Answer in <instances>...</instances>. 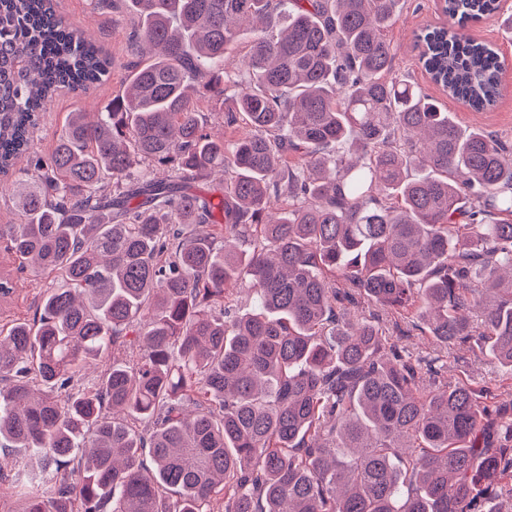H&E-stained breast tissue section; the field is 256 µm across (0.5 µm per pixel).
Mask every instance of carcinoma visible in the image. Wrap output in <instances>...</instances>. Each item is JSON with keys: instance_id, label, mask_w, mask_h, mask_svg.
Returning a JSON list of instances; mask_svg holds the SVG:
<instances>
[{"instance_id": "carcinoma-1", "label": "carcinoma", "mask_w": 512, "mask_h": 512, "mask_svg": "<svg viewBox=\"0 0 512 512\" xmlns=\"http://www.w3.org/2000/svg\"><path fill=\"white\" fill-rule=\"evenodd\" d=\"M400 2L92 0L136 15L130 75L43 158L41 112L112 58L53 0H0V175L22 216L0 246L56 278L0 334L25 512H501L512 407L380 325L414 306L512 375V146L395 74ZM501 3L445 0L422 31L425 72L475 112L504 59L463 29L512 31ZM227 97L242 136L193 104ZM216 175L224 192L201 190ZM243 281L257 308L233 316ZM125 336L132 362L82 383Z\"/></svg>"}]
</instances>
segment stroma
Here are the masks:
<instances>
[{"instance_id":"1","label":"stroma","mask_w":512,"mask_h":512,"mask_svg":"<svg viewBox=\"0 0 512 512\" xmlns=\"http://www.w3.org/2000/svg\"><path fill=\"white\" fill-rule=\"evenodd\" d=\"M57 12L72 28L92 36L112 58V74L108 81L78 96L68 91L57 93L43 112L35 134L34 149L37 153L50 152L56 133L61 129L68 113L83 110H100L109 104L128 75L127 34L129 20L120 12L100 13L89 10L87 0H56ZM442 15L437 9V0H405L389 36L395 52L397 73L410 76L425 95L437 101L443 108L453 112L465 126L479 127L512 145V33L504 32L497 19L485 20L471 28L473 38L491 43L510 67L503 74L502 94L497 105L486 112H474L449 100L443 90L433 83L418 62L413 47L416 30L441 23ZM0 276H8L17 283V291L11 299L0 302V330L7 329L19 317L32 316L50 276L33 269H19L13 256L0 253ZM414 312L408 311L385 318V325H398L395 339L400 346L416 357L438 356L448 366L449 380H463L498 394L506 393L507 373L486 349L471 345L455 344L441 347L431 336L416 326Z\"/></svg>"}]
</instances>
